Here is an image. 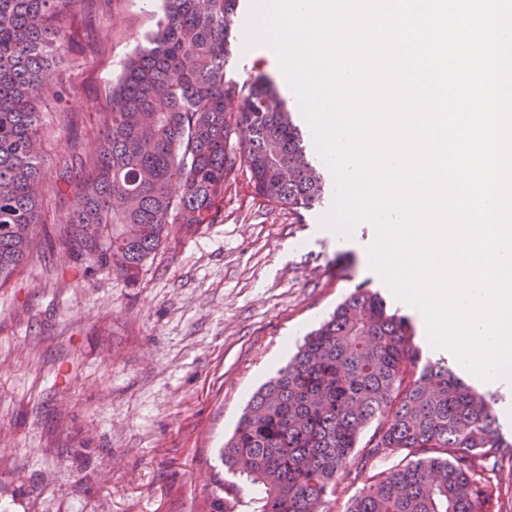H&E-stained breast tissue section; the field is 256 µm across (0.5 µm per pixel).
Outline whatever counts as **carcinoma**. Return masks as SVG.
Returning <instances> with one entry per match:
<instances>
[{
	"instance_id": "cac0c4a2",
	"label": "carcinoma",
	"mask_w": 512,
	"mask_h": 512,
	"mask_svg": "<svg viewBox=\"0 0 512 512\" xmlns=\"http://www.w3.org/2000/svg\"><path fill=\"white\" fill-rule=\"evenodd\" d=\"M84 0H0V284L41 223L42 104L73 40L59 18ZM239 0H159L156 29L122 62L99 146L73 175L60 237L78 278L134 281L180 224L224 211L247 171L257 198L299 215L328 184L267 77H225ZM512 457L491 402L424 356L410 321L358 288L253 395L221 449L209 512H331L340 481L367 475L344 512H500L490 468ZM392 458L387 469L379 465Z\"/></svg>"
}]
</instances>
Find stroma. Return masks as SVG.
I'll return each instance as SVG.
<instances>
[{
	"label": "stroma",
	"mask_w": 512,
	"mask_h": 512,
	"mask_svg": "<svg viewBox=\"0 0 512 512\" xmlns=\"http://www.w3.org/2000/svg\"><path fill=\"white\" fill-rule=\"evenodd\" d=\"M157 20L155 0H86L61 19L72 92L43 105V228L70 204L58 161L94 155L120 64ZM258 75L291 99L277 61L236 45L227 78ZM329 209L262 205L241 175L220 220L171 225L133 284L75 278L41 245L0 288V512H207L251 396L345 297L376 291L420 327L365 258L372 226L330 237Z\"/></svg>",
	"instance_id": "obj_1"
}]
</instances>
